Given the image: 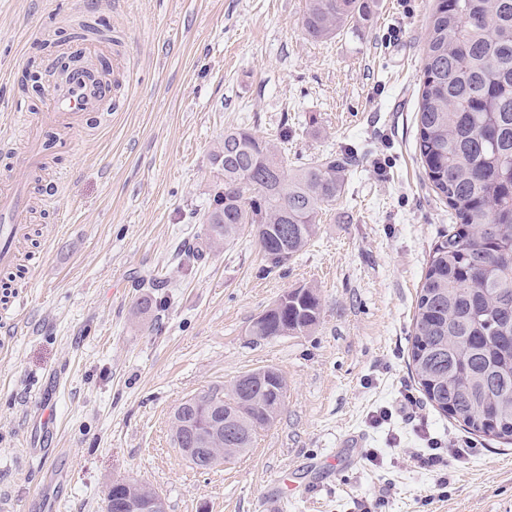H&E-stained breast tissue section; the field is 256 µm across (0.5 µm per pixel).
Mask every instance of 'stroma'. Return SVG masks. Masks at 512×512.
I'll list each match as a JSON object with an SVG mask.
<instances>
[{
	"label": "stroma",
	"instance_id": "obj_1",
	"mask_svg": "<svg viewBox=\"0 0 512 512\" xmlns=\"http://www.w3.org/2000/svg\"><path fill=\"white\" fill-rule=\"evenodd\" d=\"M435 0H376L371 19L328 41L301 31L305 0H0V102L31 111L62 80L61 29L105 18L112 120L84 123L24 182L33 240L14 287L16 334L0 333V500L12 512H105L113 481L135 480L167 512H512V445L467 435L422 398L407 361L415 300L452 222L415 154ZM279 138L289 162L357 150L315 241L268 275L255 239L187 261L214 206L211 153L226 130ZM73 181L50 197L56 172ZM163 287L151 288L150 278ZM321 299L309 332L260 340L252 322L286 291ZM164 311L138 314L144 298ZM276 368L282 411L252 448L198 469L171 417L183 400ZM363 445L355 462L345 446ZM468 439L438 496L414 455ZM334 477L324 478V463Z\"/></svg>",
	"mask_w": 512,
	"mask_h": 512
}]
</instances>
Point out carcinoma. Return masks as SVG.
Wrapping results in <instances>:
<instances>
[{"label":"carcinoma","instance_id":"1","mask_svg":"<svg viewBox=\"0 0 512 512\" xmlns=\"http://www.w3.org/2000/svg\"><path fill=\"white\" fill-rule=\"evenodd\" d=\"M374 0H305L304 34L331 39L369 20ZM416 115V151L434 192L455 224L432 248L419 294L409 365L426 400L472 434L512 441V0H438L424 51ZM224 195L208 212V245L254 233L267 273L283 269L317 234L322 211L344 193L351 157L328 153L288 167L278 143L243 128L224 132L212 152ZM321 316L312 288L254 321L260 339L302 333ZM281 377L269 373L247 389H231L224 441L213 447L237 457L271 424L283 402ZM209 425L204 402L177 407L180 441Z\"/></svg>","mask_w":512,"mask_h":512}]
</instances>
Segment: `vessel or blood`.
Here are the masks:
<instances>
[{"label": "vessel or blood", "mask_w": 512, "mask_h": 512, "mask_svg": "<svg viewBox=\"0 0 512 512\" xmlns=\"http://www.w3.org/2000/svg\"><path fill=\"white\" fill-rule=\"evenodd\" d=\"M110 92L103 78L91 76L82 68L69 69L42 111L33 112L18 103L11 105L9 126L0 136L7 140L17 133L29 137L30 144L18 163L28 173H37L51 152L49 141L40 136L41 130L53 126L68 133L81 127L87 116L103 112ZM28 214L29 201L23 188L0 187L1 271L14 264L16 246L27 236Z\"/></svg>", "instance_id": "obj_1"}]
</instances>
